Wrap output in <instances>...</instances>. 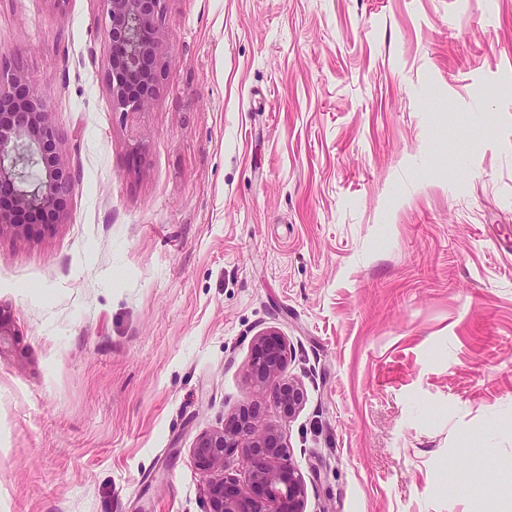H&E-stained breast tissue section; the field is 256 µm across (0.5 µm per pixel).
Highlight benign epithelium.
Returning <instances> with one entry per match:
<instances>
[{
  "mask_svg": "<svg viewBox=\"0 0 512 512\" xmlns=\"http://www.w3.org/2000/svg\"><path fill=\"white\" fill-rule=\"evenodd\" d=\"M163 0H103L109 46L106 82L114 112H136L155 97ZM76 176L60 151V137L35 83L0 55V234H40L61 221ZM288 346L278 331L253 342L246 375L253 393L224 416V426L198 435L191 448L208 475V512H306L307 486L291 464L282 428L265 423L264 393L283 420L305 402L302 384L287 375ZM248 465V480L227 473L234 457Z\"/></svg>",
  "mask_w": 512,
  "mask_h": 512,
  "instance_id": "benign-epithelium-1",
  "label": "benign epithelium"
}]
</instances>
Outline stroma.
I'll list each match as a JSON object with an SVG mask.
<instances>
[{
  "label": "stroma",
  "instance_id": "obj_1",
  "mask_svg": "<svg viewBox=\"0 0 512 512\" xmlns=\"http://www.w3.org/2000/svg\"><path fill=\"white\" fill-rule=\"evenodd\" d=\"M102 12L0 0L76 173L0 235V512H207L270 329L306 512L512 508V0H164L138 112Z\"/></svg>",
  "mask_w": 512,
  "mask_h": 512
}]
</instances>
